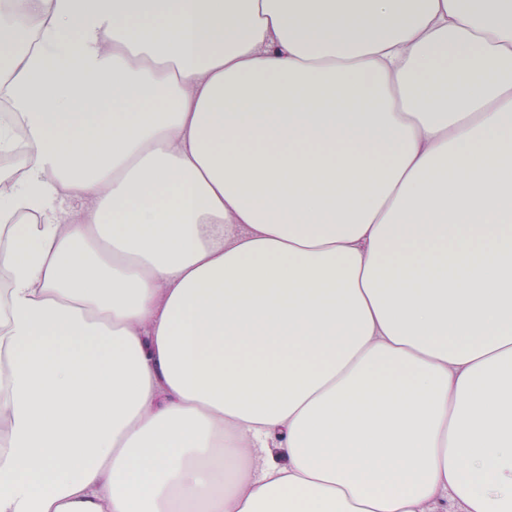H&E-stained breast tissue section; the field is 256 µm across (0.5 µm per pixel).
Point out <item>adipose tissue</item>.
<instances>
[{
    "mask_svg": "<svg viewBox=\"0 0 512 512\" xmlns=\"http://www.w3.org/2000/svg\"><path fill=\"white\" fill-rule=\"evenodd\" d=\"M0 512H512V0H0Z\"/></svg>",
    "mask_w": 512,
    "mask_h": 512,
    "instance_id": "obj_1",
    "label": "adipose tissue"
}]
</instances>
